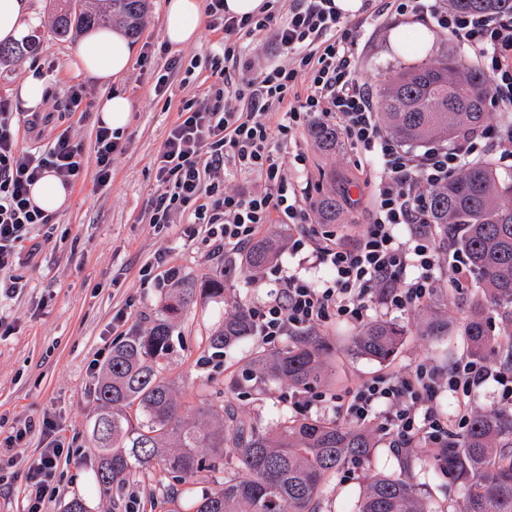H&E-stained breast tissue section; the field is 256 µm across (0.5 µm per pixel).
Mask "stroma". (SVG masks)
Segmentation results:
<instances>
[{
    "instance_id": "35a3bbf8",
    "label": "stroma",
    "mask_w": 512,
    "mask_h": 512,
    "mask_svg": "<svg viewBox=\"0 0 512 512\" xmlns=\"http://www.w3.org/2000/svg\"><path fill=\"white\" fill-rule=\"evenodd\" d=\"M39 25L33 32L37 49L22 58L0 62V97L13 98L15 87L30 69L43 71L44 98L54 106L53 122L69 131L86 156H93L96 110L72 112L65 106L70 85L84 84L93 102L112 91L127 94L132 119L123 133L128 148L112 161V182L97 187L93 177L71 188L70 202L52 214L49 223L29 229L19 245L20 260L10 274L21 288L13 298L0 301V449L8 450L13 467L0 481V512H24L28 495L25 476L48 443L40 428L42 419L53 420L71 454L61 461L54 494L44 512H63L74 498L82 499L88 512H183L190 497L223 488L237 473L233 455L218 467L204 468L192 476L175 479L151 468H137L123 489L100 493L96 471L98 456L92 443V419L97 408L98 374L92 364H104L119 341L150 325L165 288L144 278L142 271L175 270L179 276L206 280L224 278L223 297L203 298L187 310L174 333V352L166 360L164 376L174 383L181 410L192 414L207 401L229 404L255 428L276 427L278 414L288 412L289 387L280 383L244 381L243 368L270 346L258 338L210 358L208 338L232 306L265 296L274 281L266 272L247 277L240 267H225L205 234L188 237L186 216L174 215L170 224L152 228L147 203L157 192L153 158L179 116L184 101L202 96L212 84L210 62L219 50L221 33L201 27L191 44L170 45L165 36L166 0H150L142 31L134 41L135 53L128 71L109 85L83 77L72 67L78 37L56 38L51 30L53 0H31ZM407 17L390 14L364 33L360 66L380 93L404 67L414 65L410 54L394 52L389 36L394 28L409 25ZM56 69H49V62ZM167 76L165 96L153 88ZM288 180L301 191L321 196L335 192L341 201L332 229L345 243H355L366 225L371 188L360 174L358 156L343 148L322 155L300 129L290 144ZM303 154L297 163L295 154ZM454 261L441 253L437 275L441 290L434 302L453 325L448 339L424 336L418 310L405 313L380 307L371 314L378 322H395L406 334L392 361L408 370L421 362L444 367L449 357L467 354L464 327L475 294L472 282L456 285ZM125 322L113 327L117 312ZM322 331L332 344L327 382L318 386L326 394H340L352 378H370L384 372L382 364L352 355L349 346L358 327L329 322ZM376 456L388 475L409 479L433 512H458L463 497L460 483L435 473L432 464L415 461L404 467L402 453L378 438ZM365 467L338 470L328 482L320 512H354Z\"/></svg>"
}]
</instances>
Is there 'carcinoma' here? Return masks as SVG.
Masks as SVG:
<instances>
[{
    "label": "carcinoma",
    "mask_w": 512,
    "mask_h": 512,
    "mask_svg": "<svg viewBox=\"0 0 512 512\" xmlns=\"http://www.w3.org/2000/svg\"><path fill=\"white\" fill-rule=\"evenodd\" d=\"M58 0L52 25L57 36L90 28L118 26L139 35L148 0ZM458 12H512V0H450ZM36 49L27 40L0 45V60L21 57ZM485 72L447 54L399 72L382 92V119L391 134L409 142L454 140L467 129L481 128L489 118ZM309 136L327 155L342 149L336 127L315 123ZM439 238L482 291L472 303L464 336L471 357L489 354L512 369V180L504 181L490 163L461 167L431 195ZM321 223L336 220V193L317 202ZM278 241L260 238L243 254L242 271L253 277L270 265ZM224 295V279L195 281L178 277L172 293L162 299L152 326L112 348L96 388L97 410L92 439L99 458L97 480L104 491L121 489L137 466L175 478L190 476L205 465L200 449L224 460V449L236 455L237 474L224 488L189 501V512H319L327 481L352 460L371 459L374 434L334 422L304 419L281 421L261 431L239 418L224 403L209 402L186 417L173 384L162 374L161 361L173 351V337L183 313L200 297ZM509 336L497 340L492 324ZM427 336L448 335V315L425 311ZM246 307L237 304L224 314L208 340L212 356L253 336ZM403 327L371 323L353 337V354L380 364L391 362L402 342ZM332 347L326 336L311 329L289 345L258 357L251 374L263 382L308 388L326 378ZM136 408V419L127 414ZM421 450L410 448V467ZM421 452L435 468L463 484L461 512H512V411L474 412L465 431L448 443ZM356 512H432L408 480L369 472L364 478Z\"/></svg>",
    "instance_id": "carcinoma-1"
}]
</instances>
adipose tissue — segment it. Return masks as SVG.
<instances>
[{"mask_svg": "<svg viewBox=\"0 0 512 512\" xmlns=\"http://www.w3.org/2000/svg\"><path fill=\"white\" fill-rule=\"evenodd\" d=\"M203 21L201 0H168L165 36L181 46L192 42ZM36 24L29 0H0V43L21 41ZM134 49L118 29H98L87 33L74 51V68L101 84L125 74Z\"/></svg>", "mask_w": 512, "mask_h": 512, "instance_id": "ef3b65f1", "label": "adipose tissue"}]
</instances>
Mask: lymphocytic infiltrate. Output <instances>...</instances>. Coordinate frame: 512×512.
Returning <instances> with one entry per match:
<instances>
[{"mask_svg":"<svg viewBox=\"0 0 512 512\" xmlns=\"http://www.w3.org/2000/svg\"><path fill=\"white\" fill-rule=\"evenodd\" d=\"M391 8L419 22H433L453 36L488 75L490 107L512 110V13L463 15L449 9L445 0H364L361 14L352 21L335 0H290L288 15L281 20L272 12L229 17L224 0H206L209 27L224 36L222 57L213 60L211 70L225 75L222 62L231 59L244 80L235 91L225 92L223 104L214 103L209 92L184 102L154 159L161 191L151 199L149 222L165 224L172 213H185L189 223L205 226L228 266L266 225L284 224L291 250L311 253L329 269V276L318 282L297 274L277 275L275 289L249 304L263 344L333 320L362 325L375 304L405 312L429 302L438 288L440 259L431 192L467 159L484 154L489 144H498L501 162L512 161V129L487 126L464 135L459 147L436 143L416 154L382 127L371 84L360 67L359 33ZM261 34L287 56L286 64L255 68L235 44L241 36ZM273 107L281 109L282 117L272 125L265 115ZM316 122L335 125L369 163L370 219L351 245L332 232L314 230L316 199L298 192L285 172L284 154L294 135ZM126 149L121 135L102 125L96 128L91 160L65 130L47 145L23 148L13 105L0 98V272L11 268L27 230L49 221L31 201L32 185L50 172L70 185L90 175L98 186L109 185L112 160ZM228 173L250 179V186L226 189ZM403 224L411 228L409 237L397 231ZM410 268L415 271L411 277L406 274ZM490 380L501 386L502 399L512 400V374L465 356L445 372L423 363L403 373L351 380L343 394L333 397L297 389L288 401L303 415L331 407L347 422L377 424L392 447L408 448L440 444L462 433L472 392ZM444 391L457 401L455 418H445L436 409ZM45 428L54 434V423ZM63 449V440L54 434L29 468L26 512H43Z\"/></svg>","mask_w":512,"mask_h":512,"instance_id":"f902f5d3","label":"lymphocytic infiltrate"}]
</instances>
